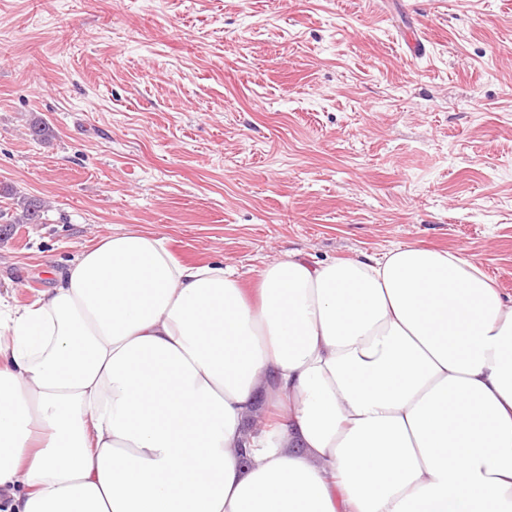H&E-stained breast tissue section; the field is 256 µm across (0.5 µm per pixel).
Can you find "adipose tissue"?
<instances>
[{
	"instance_id": "obj_1",
	"label": "adipose tissue",
	"mask_w": 512,
	"mask_h": 512,
	"mask_svg": "<svg viewBox=\"0 0 512 512\" xmlns=\"http://www.w3.org/2000/svg\"><path fill=\"white\" fill-rule=\"evenodd\" d=\"M249 465H241V454ZM4 512H512V296L460 252L110 231L0 310Z\"/></svg>"
}]
</instances>
